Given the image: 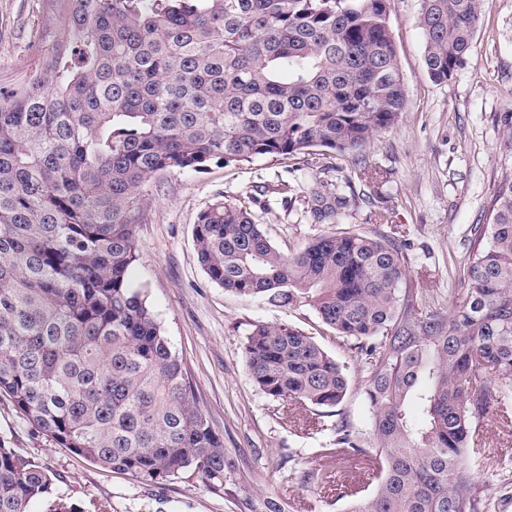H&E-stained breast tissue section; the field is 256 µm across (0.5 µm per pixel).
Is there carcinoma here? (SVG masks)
<instances>
[{"mask_svg":"<svg viewBox=\"0 0 512 512\" xmlns=\"http://www.w3.org/2000/svg\"><path fill=\"white\" fill-rule=\"evenodd\" d=\"M486 0H422L430 78L468 53ZM34 69L0 84V393L37 430L136 481L200 478L235 496L244 475L129 272L142 194L160 172L311 148L360 155L405 110L388 0H40ZM349 199L312 196L316 224ZM194 242L208 279L273 305H308L353 342L373 444L342 420L320 455L366 460L376 487L351 512H490L466 472L476 422L512 397V168L475 226L448 307L407 283L383 234H323L292 254L219 199ZM265 395L335 408L348 367L287 324L244 344ZM84 512L41 466L0 445V512ZM240 512H283L270 498Z\"/></svg>","mask_w":512,"mask_h":512,"instance_id":"obj_1","label":"carcinoma"}]
</instances>
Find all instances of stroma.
Listing matches in <instances>:
<instances>
[{"label": "stroma", "mask_w": 512, "mask_h": 512, "mask_svg": "<svg viewBox=\"0 0 512 512\" xmlns=\"http://www.w3.org/2000/svg\"><path fill=\"white\" fill-rule=\"evenodd\" d=\"M420 10L421 0H389L407 104L399 123L375 137L365 161L313 148L294 158L211 162L200 171L156 176L143 197L141 259L131 283L144 292L190 370L205 414L247 476V492L276 499L285 512H349L340 485L375 486L366 463L352 467L318 453L332 438L327 425L343 418L366 434L370 414L353 372L336 410L313 407L288 421L289 403L266 396L251 379L246 335L255 323H288L338 361L353 364L354 352L310 307H277L212 283L197 258L194 226L198 214L221 199L248 209L286 253L333 231L388 234L406 246L411 285L426 301L447 306L449 289L463 286L468 239L486 222L505 158L501 115L512 113V0H488L469 52L444 83L434 82L425 67ZM38 18L37 0H0V83L20 81L33 68L28 42ZM365 168L373 180L364 179ZM284 182L292 186L285 197L278 192ZM336 187L346 188L348 209L336 224L314 223L312 194ZM379 212L387 217L381 225ZM0 443L56 474L55 492L86 512H238L233 499L211 493L201 480L142 484L79 458L32 428L4 394ZM475 446L502 465L474 473V480L492 512H512V401L479 420ZM313 472L328 473L330 483L310 480Z\"/></svg>", "instance_id": "stroma-1"}]
</instances>
